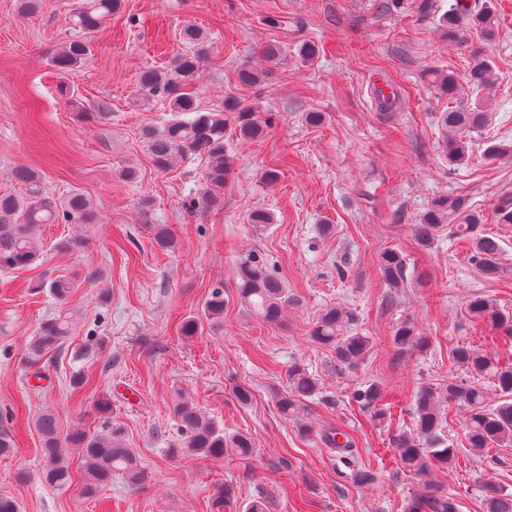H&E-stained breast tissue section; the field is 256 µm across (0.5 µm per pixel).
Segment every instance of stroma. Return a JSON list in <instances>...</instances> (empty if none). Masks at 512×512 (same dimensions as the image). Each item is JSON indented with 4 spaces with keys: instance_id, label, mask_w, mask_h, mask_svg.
I'll list each match as a JSON object with an SVG mask.
<instances>
[{
    "instance_id": "1",
    "label": "stroma",
    "mask_w": 512,
    "mask_h": 512,
    "mask_svg": "<svg viewBox=\"0 0 512 512\" xmlns=\"http://www.w3.org/2000/svg\"><path fill=\"white\" fill-rule=\"evenodd\" d=\"M80 0H47L32 15L19 0H0V194L17 192L11 174L39 172L48 190L80 189L96 209L94 224H49L48 248L28 268L0 270V432L12 446L0 454V495L20 512H210L217 485H231L238 512L265 500L267 512H407L429 495L450 497L455 512H486L478 490L492 481L512 493V446L470 450L457 405L441 408L443 432L457 450L451 466L406 471L394 445L413 428L412 403L425 383H447L463 368L452 356L470 343L512 365V328L470 314L486 298L512 316V225L497 210L512 204V0H493L496 30L483 38L463 28L449 42L441 18L455 0H122L100 28L86 33L88 64L62 75L50 58L74 39ZM212 42L193 88L202 111L228 96L267 121L263 137L246 141L227 131L230 169L219 202L193 211L207 161L191 156L159 171L141 130L168 117L133 91L141 71L183 52L186 23ZM313 57L301 54L304 44ZM281 61L269 67L266 45ZM491 59L493 85L482 91L490 120L470 142L471 160L452 165L439 116L477 95L463 81L474 53ZM258 72L243 87L238 74ZM454 72L452 95L431 82ZM318 112L312 125L307 113ZM505 152L489 157L490 146ZM134 168L138 179H122ZM278 178L267 182L268 170ZM460 196L484 216L483 233L497 235L503 274L486 279L471 260L472 242L440 229L433 243L413 234L435 197ZM272 223L252 224L253 211ZM165 224L175 243L164 250L150 227ZM86 240L75 253L55 251L66 236ZM394 250L407 261L403 287L381 278L379 260ZM265 258L288 289L279 323L249 316L236 296L239 258ZM97 271L96 280L58 303L34 282L63 273ZM224 287V319L197 336L181 334L185 317L200 313L211 290ZM355 312L369 348L356 370L341 368L332 349L309 330L326 307ZM60 312L72 320L64 348L40 363L27 349L41 321ZM410 322L429 346L401 350L393 336ZM304 366L319 382L307 401L302 433L284 419L274 396L288 373ZM380 388L373 407L355 396ZM250 388L240 402L236 386ZM112 400L101 416L95 404ZM191 401L225 432L249 434V459L233 455L170 457L179 438L172 405ZM53 412L64 430L99 433L124 428L147 477L138 486L113 477L96 498L81 494L83 474L72 466L66 487L43 476L35 420ZM340 430L354 455L342 460L325 440ZM371 474L358 483L354 470Z\"/></svg>"
}]
</instances>
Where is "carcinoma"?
<instances>
[{
	"mask_svg": "<svg viewBox=\"0 0 512 512\" xmlns=\"http://www.w3.org/2000/svg\"><path fill=\"white\" fill-rule=\"evenodd\" d=\"M121 0H85L74 14V23L84 31L102 26ZM453 38L461 25L467 24L485 38L494 34V11L488 0H473V4H456L441 18ZM187 50L173 56L161 69H147L138 79L134 93L140 102H162L171 118L161 127L146 126L142 129L145 147L160 171L169 169L178 156L204 155L209 165L201 178L206 190L197 200L200 209L217 202L228 171L225 154L224 132L229 122H234L239 137L254 140L262 136L263 125L254 113L242 106L241 100L224 101L221 108L210 112L196 110V103L184 89L200 78V69L210 53V40L206 33L192 23L180 32ZM91 55L90 44L73 40L51 58V65L61 73L75 71L85 65ZM466 83L475 90H485L493 84L492 64L480 57L465 75ZM488 121L485 104L458 108L442 113L441 125L448 131L446 147L448 159L457 165L470 160L466 136L480 132ZM22 184L18 194H0V269L13 270L27 267L43 256L44 242L41 235L45 224H95L98 217L86 195L71 189L62 195L46 190L41 176L32 170L15 171ZM458 236L473 239L472 260L488 279L503 273L499 261L501 246L497 237L478 233L482 215L464 207L453 196L436 197L424 213L421 223L414 225L418 241L430 243L442 225ZM406 263L396 251L381 256L379 270L385 282L398 288L405 282ZM96 275L87 272L59 275L38 284L46 288L57 300L66 301L78 288L92 283ZM237 298L242 307L256 319L277 323L288 302L281 280L272 272L267 261L249 253L242 257L237 274ZM470 311L486 316L495 322L504 316L489 302L475 298ZM203 314L210 323L224 317V289L214 288L207 298ZM356 318L353 313L335 306L326 308L310 330L312 339L333 348L336 361L347 370L354 369L367 351L369 338L352 330ZM71 333L70 317L60 313L42 321L28 348V362L37 364L45 354L63 348ZM393 343L401 350H421L426 346L424 337L415 333L410 322L404 321L396 329ZM466 376L448 380L438 386L422 385L414 398V436H401L396 448L403 467L415 474L426 470L428 461L448 465L454 460L456 449L444 442L440 435L441 405L455 403L466 411L464 420L468 447L482 453L493 447L512 445V366L494 363L487 355L469 345H460L453 351ZM318 393L317 378L306 368L296 366L288 374V387L277 393L276 406L283 418L302 423L306 400ZM174 417L180 424L182 440L179 447L169 449L172 456L196 455L220 458L226 453L250 457L256 453L252 438L245 433L224 434L219 426L207 418L191 402L179 398L173 404ZM41 436V455L45 480L59 487L71 481V452L78 453L86 479L81 494L94 498L112 477L121 475L132 485L144 479V471L133 449L125 444L124 430L119 425L106 432L89 434L73 430L61 433L59 423L51 412H44L36 419ZM486 512H512V494L491 481L480 486ZM233 507L231 489H216L213 512H225ZM409 512H455L448 498L421 499L409 507Z\"/></svg>",
	"mask_w": 512,
	"mask_h": 512,
	"instance_id": "1",
	"label": "carcinoma"
}]
</instances>
